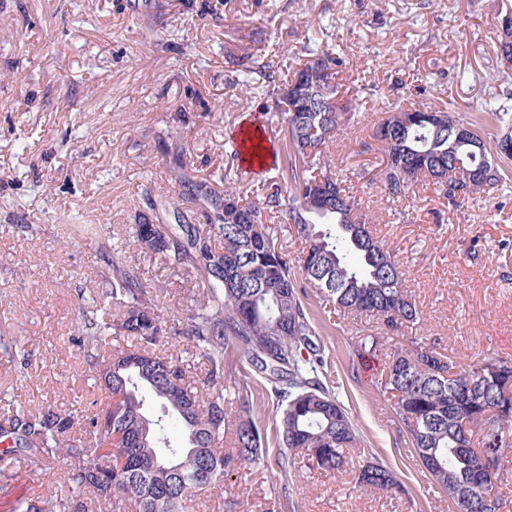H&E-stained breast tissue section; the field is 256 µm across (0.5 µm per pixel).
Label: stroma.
Listing matches in <instances>:
<instances>
[{"mask_svg": "<svg viewBox=\"0 0 512 512\" xmlns=\"http://www.w3.org/2000/svg\"><path fill=\"white\" fill-rule=\"evenodd\" d=\"M162 19L145 0H0V427L16 410L80 416L106 397L72 342L73 327L105 288L98 243L82 233L102 225L114 260L137 257L162 313L181 315L189 283L155 257L136 254L129 232L148 193L171 187L157 137L180 128L200 176L228 171L256 198L272 170H226L230 130L253 121L260 101L228 87L237 48L282 56L307 41L332 44L347 77L379 85L366 109L411 98L473 114L498 77L497 20L512 0H234L231 27L202 15L205 0H167ZM165 26L170 50L153 45ZM187 124H180V113ZM357 128L330 151L352 177L351 191L373 214L372 229L397 250L420 311L413 336L462 364L512 358V188L501 199L449 211L433 184L408 205L379 188L382 155L362 152ZM305 299L327 362L325 383L353 421L352 458H376L400 480V499L361 491L353 471L281 468L277 405L268 385L245 375L224 346L227 383L246 384L263 432L260 463L243 464L189 512H255L271 495L288 512H452L446 494L416 461L389 395L378 383L385 358L363 355L377 327L343 318L307 289ZM70 458L40 469L26 457L0 459V512L37 493Z\"/></svg>", "mask_w": 512, "mask_h": 512, "instance_id": "35a3bbf8", "label": "stroma"}]
</instances>
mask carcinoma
Listing matches in <instances>:
<instances>
[{
  "label": "carcinoma",
  "mask_w": 512,
  "mask_h": 512,
  "mask_svg": "<svg viewBox=\"0 0 512 512\" xmlns=\"http://www.w3.org/2000/svg\"><path fill=\"white\" fill-rule=\"evenodd\" d=\"M239 51L241 69L230 84L246 97L262 96L266 115L255 149L283 141L293 159L263 184L260 198L247 201L199 176L178 133L158 138L173 185L148 197L151 213L138 215L133 243L174 271L197 273L203 295L178 328L182 320L151 303L137 264L101 253L112 268L110 288L99 307L82 312L73 333L108 402L79 419L50 410L11 416L3 453L22 452L34 465L59 455L74 460L17 512H70L75 492L85 512H102L114 498L127 512H185L186 502L221 486L238 465L259 461L262 435L247 389L235 388L236 409L225 405L224 367L214 350L229 341L278 399L283 469L300 456L310 470L340 472L347 450L360 442L319 379L324 351L313 339L305 290L315 289L347 316L376 321L386 335L402 334L418 320L396 252L372 234L362 200L346 190L327 154L337 133L355 122L361 87L338 81L346 61L326 43L302 45V60L287 79L274 58L249 46ZM294 82L306 88L304 112L283 107ZM477 112L467 119L427 103L387 111L372 141L362 143L385 158L380 180L387 197L403 201L415 184L429 181L454 210L476 194L502 190L512 176V153L501 155L496 146L512 138V91H493ZM473 141L483 151L472 150ZM275 222L298 239L297 255L278 243ZM114 304L121 308L115 321ZM117 333L131 345L114 354ZM177 336L208 356L199 386L186 381L181 358L157 353ZM383 391L396 399L415 454L454 512H501L512 485V358L462 365L413 340L390 352ZM172 424L182 433L176 446L168 438ZM481 462L485 492L470 486ZM355 479L370 493L393 496L400 488L378 460L360 463Z\"/></svg>",
  "instance_id": "carcinoma-1"
}]
</instances>
